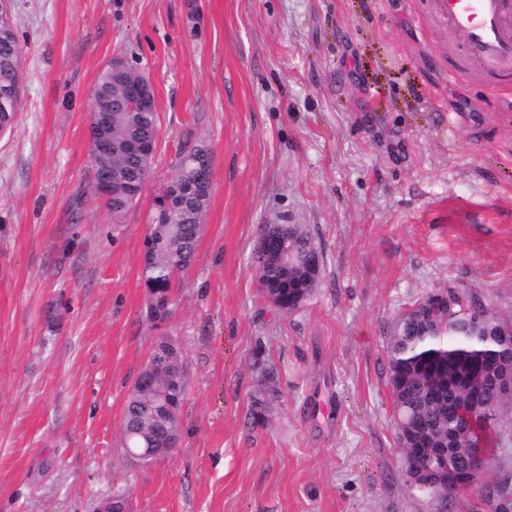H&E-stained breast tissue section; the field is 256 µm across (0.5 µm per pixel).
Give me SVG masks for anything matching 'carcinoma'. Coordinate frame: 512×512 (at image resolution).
Wrapping results in <instances>:
<instances>
[{
	"instance_id": "cac0c4a2",
	"label": "carcinoma",
	"mask_w": 512,
	"mask_h": 512,
	"mask_svg": "<svg viewBox=\"0 0 512 512\" xmlns=\"http://www.w3.org/2000/svg\"><path fill=\"white\" fill-rule=\"evenodd\" d=\"M19 57L18 39H12L7 46L0 45V64L5 59L14 63L11 112L0 116L8 120L10 126L14 124L18 110ZM126 105L121 86L104 77L98 79L91 91L89 112L103 111L109 138L149 142L157 139L158 115L152 112L129 122L123 112ZM208 153L210 150L203 145L180 153L162 195L154 204L142 278L145 288L156 293L152 302L162 307L172 302L174 282L188 269V259L193 257L199 241L212 188L208 180L196 179L195 160ZM108 163L117 183L113 184L111 195L102 202L112 219L119 220L138 202L153 171V162L149 158L142 161L134 156L113 154ZM259 235L272 241L287 242L288 251L294 258V263L288 266L279 256V248L256 246L254 262L262 296L281 311L288 307V300L293 297H310L318 285V274L311 270V264H316L318 269L323 264L322 252L315 242L297 224H263ZM500 321L502 318L487 311L484 327L476 330L469 325L468 316L454 318L433 306L401 315L387 342L388 379L402 381V386L391 392L399 432L406 433L422 426L427 430L430 447L448 446V434L453 428L451 411L472 398L468 385L470 372L478 365L488 377L495 365V360L481 350L477 336L492 333ZM167 362L183 366L180 346L173 337L164 335L155 340L145 369H154ZM168 391L169 383L164 377L158 378L147 392L136 386L131 388L121 421L126 446L139 447V433L164 430L180 433V410L165 409L164 397ZM485 393L495 407L492 423L511 425L512 399L497 396L489 388ZM273 396L271 388L261 389L253 396L250 419L254 425L266 422ZM471 451L467 435L455 437L452 453L460 464L469 462Z\"/></svg>"
}]
</instances>
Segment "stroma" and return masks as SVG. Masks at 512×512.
Returning a JSON list of instances; mask_svg holds the SVG:
<instances>
[{"label":"stroma","instance_id":"1","mask_svg":"<svg viewBox=\"0 0 512 512\" xmlns=\"http://www.w3.org/2000/svg\"><path fill=\"white\" fill-rule=\"evenodd\" d=\"M21 48L0 135V512H436L412 489L386 343L453 288L512 319V97L448 81L458 35L429 0H5ZM125 57L154 84L158 144L112 219L91 183L89 98ZM212 195L169 316L140 280L154 199L185 146ZM324 255L297 309L260 294V225ZM187 377L171 455L127 456L121 417L158 336ZM275 374L268 421L251 397ZM448 512L512 503V429Z\"/></svg>","mask_w":512,"mask_h":512}]
</instances>
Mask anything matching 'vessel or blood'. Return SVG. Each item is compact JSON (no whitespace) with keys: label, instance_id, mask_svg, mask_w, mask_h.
<instances>
[{"label":"vessel or blood","instance_id":"b4317fda","mask_svg":"<svg viewBox=\"0 0 512 512\" xmlns=\"http://www.w3.org/2000/svg\"><path fill=\"white\" fill-rule=\"evenodd\" d=\"M431 15L462 36L449 82L466 73L512 94V0H431Z\"/></svg>","mask_w":512,"mask_h":512}]
</instances>
